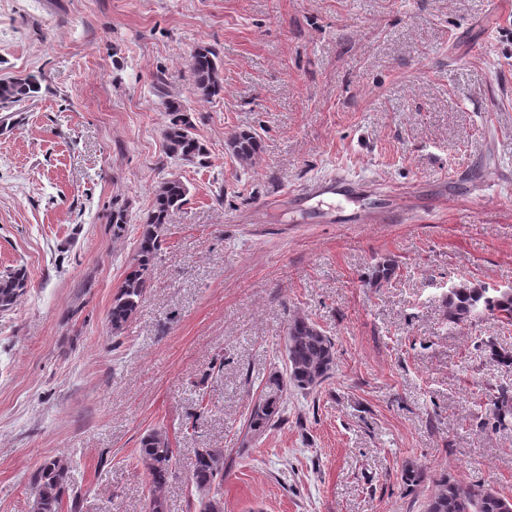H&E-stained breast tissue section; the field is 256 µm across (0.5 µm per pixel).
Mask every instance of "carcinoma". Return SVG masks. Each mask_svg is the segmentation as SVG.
<instances>
[{
    "instance_id": "carcinoma-1",
    "label": "carcinoma",
    "mask_w": 512,
    "mask_h": 512,
    "mask_svg": "<svg viewBox=\"0 0 512 512\" xmlns=\"http://www.w3.org/2000/svg\"><path fill=\"white\" fill-rule=\"evenodd\" d=\"M192 85L199 96L209 99L224 92L223 77L216 51L209 46H198L189 61ZM40 82L36 77L21 81H0V108L7 109L35 97ZM165 106L171 120L163 132L167 156L173 159L208 165V151L194 133L195 124L183 103L168 100ZM226 145L231 154L243 165H249L260 151L257 134L247 131L228 132ZM189 189L178 178L160 184L154 193L151 208L139 217L143 232L135 255L127 264L125 275L113 297L108 314L112 334L119 335L133 319L147 289L161 237L170 214L184 202ZM128 224L126 206L112 201V235L123 236ZM28 274L25 268L16 267L0 273V311H8L26 292ZM448 321L455 325L487 314L496 316L506 324H512V289H494L463 282L448 291L446 297ZM288 373L270 374L262 398L254 405L247 419L248 431L261 434L282 421L283 395L288 387L300 391L320 386L335 367L334 342L315 324L305 317H295L288 325L286 342ZM176 449L172 448L167 433L155 429L140 441L138 461L152 486L149 512H167L165 499L160 494L168 482ZM70 462L65 458H53L39 465L33 475L35 501L33 512H59L64 497L71 498V508H77L78 496L70 490L67 474ZM192 480L202 493L201 512H223L219 498L224 482V449L200 448L195 453ZM435 490L430 496L425 512H503L497 490L490 486L467 485L446 473L434 481Z\"/></svg>"
}]
</instances>
